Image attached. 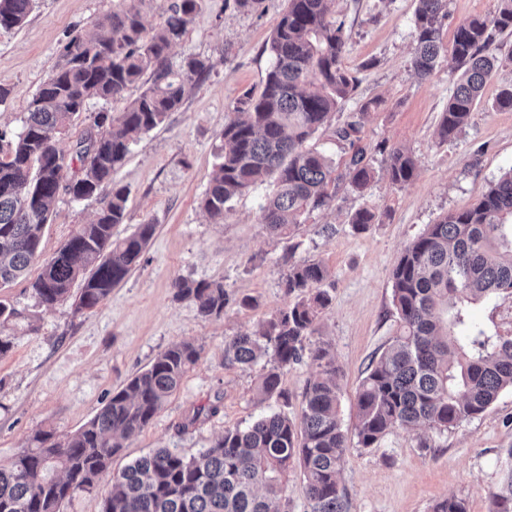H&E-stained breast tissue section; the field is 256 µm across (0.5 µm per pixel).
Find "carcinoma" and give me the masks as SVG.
Instances as JSON below:
<instances>
[{"instance_id": "1", "label": "carcinoma", "mask_w": 512, "mask_h": 512, "mask_svg": "<svg viewBox=\"0 0 512 512\" xmlns=\"http://www.w3.org/2000/svg\"><path fill=\"white\" fill-rule=\"evenodd\" d=\"M198 2L172 0L163 26L150 34L133 5L76 33L29 102L22 132L0 130V288L26 276L61 193L87 198L105 184L111 190L104 207L42 266L31 288L45 306L71 299L74 311L82 313L102 304L138 263L156 225L140 224L125 237L113 236L112 229L124 223L128 200L114 174L131 151L133 135L162 124L181 107L186 86L211 68L205 59L190 58L177 68L168 59ZM328 2L286 0L267 41L273 63L263 90L258 95L247 90L236 100L234 117L220 134L217 163L202 199L215 222L224 221L229 202L268 179L275 189L262 207L261 223L271 234L291 235L305 214L333 202L329 185L335 167L306 143L351 98L358 78L342 66L344 24L330 18ZM415 2L416 74L426 79L443 62L460 72L438 122L439 140L446 142L469 124L483 87L499 67L497 38L512 35V0H500L490 16L460 22L450 46L442 37L446 0ZM34 5L35 0H0V29L22 27ZM141 81L146 88L123 112L93 118L75 147L81 167L68 173L55 135L87 110L90 99L118 98ZM369 108L363 105L337 128V138L359 134ZM377 150L392 185L413 180L416 162L410 153L383 144ZM373 173L360 149L346 163L344 178L361 192ZM377 218L375 208L364 207L351 223L364 228ZM87 270L80 294L72 296L73 282ZM328 277L319 262L289 265L285 288L295 302L265 320L258 332L233 337L224 349L231 365L262 364L255 387L262 402L288 400L281 377L308 357L318 373L306 384L300 418L272 413L243 428H226L189 458L167 448L141 457L112 474L103 512H280L288 474L296 468L310 512H348L340 474L349 434L370 448L394 428L448 430L512 390V337L488 335L468 311L471 304L512 293V169L471 207L426 225L397 259L391 272L397 331L366 368L351 433L339 416L335 357L325 344L305 346L329 306L323 288ZM172 288L175 300L192 302L205 319L221 317L233 300L219 281L178 278ZM199 354L192 342L175 343L113 391L78 430L61 439L51 431L35 433L0 465V512H61L75 493L96 490L122 441L150 424ZM504 454L491 512H512V448ZM430 512H466V507L460 499L444 497Z\"/></svg>"}]
</instances>
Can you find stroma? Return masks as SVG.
Returning a JSON list of instances; mask_svg holds the SVG:
<instances>
[{
	"mask_svg": "<svg viewBox=\"0 0 512 512\" xmlns=\"http://www.w3.org/2000/svg\"><path fill=\"white\" fill-rule=\"evenodd\" d=\"M122 0H36L27 23L0 31V128H23L28 103L60 61L76 32L122 7ZM284 0H259L237 8L235 0H202L170 60H209L211 68L187 94L178 111L131 147L115 179L128 190L126 218L114 234L123 237L151 223L155 234L136 266L93 311L75 312L71 302L47 307L30 282L79 225L90 223L105 194L76 200L60 194L26 275L0 288V300L14 305L17 318L0 328L11 351L0 357V464L38 431L64 436L91 420L129 377L147 367L168 346L191 341L200 358L180 387L141 432L112 460L121 469L156 449L193 456L211 446L225 428L246 426L258 416L282 412L297 417L307 381L316 367L303 361L285 370L281 386L288 402L258 403L260 366L224 361V345L249 333L294 301L284 288L287 258L322 263L329 271L331 303L313 335L330 344L342 370L340 416L345 429L356 420L355 394L364 371L396 330L391 271L405 246L444 214L469 208L490 184L512 168V110L495 108L501 87L512 83V38L503 42L500 67L483 90L468 126L453 140L436 136L457 73L439 66L426 80L414 72L411 19L414 0H332L331 16L344 25V66L359 86L320 129L311 144L343 170L352 150L337 140L335 124L370 99H379L364 122L359 145L372 152L374 176L363 192L337 182L330 208L312 211L293 236L270 234L260 222L272 188L263 183L235 199L223 222L201 209L216 163V148L236 99L261 92L271 57L265 44L279 22ZM129 88L115 100H91L87 111L56 145L66 157L90 126V114L119 113L141 93ZM409 150L416 176L408 185L388 181L378 142ZM379 220L355 229L351 219L363 207ZM332 226L333 234L322 231ZM179 278L220 280L236 297L220 318L206 320L188 301L173 298ZM253 299L250 307L240 298ZM473 320L489 334L512 336V294L471 307ZM217 405L216 414L188 424L197 408ZM512 448V390L480 416L444 432L394 429L371 448L350 443L341 481L348 512H429L445 496L463 500L467 512H489L491 494Z\"/></svg>",
	"mask_w": 512,
	"mask_h": 512,
	"instance_id": "35a3bbf8",
	"label": "stroma"
}]
</instances>
